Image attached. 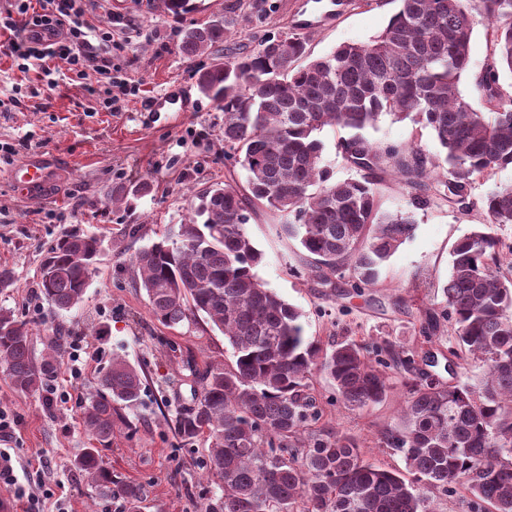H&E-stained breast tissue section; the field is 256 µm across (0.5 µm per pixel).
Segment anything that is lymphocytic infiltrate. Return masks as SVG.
<instances>
[{"label":"lymphocytic infiltrate","instance_id":"f902f5d3","mask_svg":"<svg viewBox=\"0 0 512 512\" xmlns=\"http://www.w3.org/2000/svg\"><path fill=\"white\" fill-rule=\"evenodd\" d=\"M94 0H10L0 10V44L21 73L51 80L56 59L84 75L93 68L112 72V25H90L85 15Z\"/></svg>","mask_w":512,"mask_h":512}]
</instances>
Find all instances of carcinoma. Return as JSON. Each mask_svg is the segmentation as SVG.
<instances>
[{"instance_id": "carcinoma-1", "label": "carcinoma", "mask_w": 512, "mask_h": 512, "mask_svg": "<svg viewBox=\"0 0 512 512\" xmlns=\"http://www.w3.org/2000/svg\"><path fill=\"white\" fill-rule=\"evenodd\" d=\"M181 17L193 0H161ZM385 29L367 43H346L311 57L309 38L281 31L257 48L198 70V88L224 112V184L191 201L185 223L132 256L137 283L152 314L174 329L202 317L232 349L229 365L187 369L198 385L175 430L190 444L208 442L206 474L221 482L205 512H431L437 495L463 488L471 512L482 504L512 512V279L501 275L503 245L490 231L512 224V185L484 199L487 221L457 241L442 288L444 306L424 314L423 343L433 346L451 326L455 365L486 366L476 384L445 383L425 371L430 351L389 339L345 336L327 348L304 335L301 313L265 287L256 268L263 254L247 224L266 214L309 259L307 277L321 288L351 283L360 295L412 237V216L382 207L380 188L394 178L416 208L463 204L476 181L512 164V94L500 83L512 72V0H400ZM243 0L224 4V17L192 23L178 51L193 62L245 29ZM489 20L491 52L475 76L483 105L460 91L469 72L475 18ZM383 115L429 130L440 152L416 144L374 142L363 131ZM349 132L338 152L352 175L334 178L318 134ZM245 171V184L234 166ZM101 240L73 232L50 245L40 294L59 312L81 302L86 274ZM69 337L32 353L28 323L0 309V372L17 394L46 390ZM331 380L353 409L384 401L399 385L405 401L379 443L403 453L409 474L367 456L352 435L333 428L313 394V370ZM145 370L122 358L89 394L81 419L95 445L72 466L99 494L141 512L144 492L116 483L99 448L112 447L122 411L141 398Z\"/></svg>"}]
</instances>
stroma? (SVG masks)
Returning <instances> with one entry per match:
<instances>
[{
	"instance_id": "1",
	"label": "stroma",
	"mask_w": 512,
	"mask_h": 512,
	"mask_svg": "<svg viewBox=\"0 0 512 512\" xmlns=\"http://www.w3.org/2000/svg\"><path fill=\"white\" fill-rule=\"evenodd\" d=\"M251 23L234 35L237 51L252 50L268 34L294 26L305 0H246ZM205 11L177 20L164 13L160 0H96L86 18L99 23L121 17L112 30V76L92 73L77 78L66 61H57L56 86L35 73L17 71L0 54V95L14 84L26 85L20 105L0 112V141L16 144L14 156L0 161V267L14 273L13 288L0 292V308L29 322L33 350L42 353L58 331H66L76 356H64L51 390L24 396L0 374V411L15 417L11 434L0 439L9 455L15 485H0L6 512H119L116 500H100L93 487L72 469V460L88 447L79 411L89 389L113 356L145 368L141 401L125 409L126 425L116 426L111 447L101 449L105 468L115 480L135 482L145 491L142 512H204L219 494L216 484L201 477L205 439L183 444L174 430L178 411L192 402L191 378L182 366L193 358L231 363V348L221 332L204 319L170 329L153 316L145 291L136 283L131 256L182 224L192 196L223 183L224 114L197 87L195 70L210 56L189 63L177 44L182 28L223 14L224 0H204ZM398 0H370L348 5L333 20L310 33L312 56H322L345 42L375 39L398 10ZM137 87L122 97L119 109H102L90 88L108 82ZM183 86L195 109L177 124L145 121L138 106L168 84ZM378 142L419 141L430 152L439 146L429 131H417L410 120L382 116L367 129ZM52 158L57 180L47 198L22 199L14 192L11 172L34 153ZM512 185V165L473 184L462 205L413 210L415 231L386 263L375 287L347 299L325 296L304 273L296 241L281 234L263 215L248 224V233L263 254L257 272L267 288L302 313L308 339L329 345L345 336L391 339L407 347L422 341L423 312L440 307L455 243L484 223L483 198L497 185ZM122 185L129 195L113 203L112 189ZM136 228L129 237L128 228ZM97 234L101 251L82 303L55 312L39 290L46 246L71 232ZM402 389L386 401L363 410L332 408L334 425L358 438L368 455L402 472L400 452L378 445L379 432L393 423L404 404Z\"/></svg>"
}]
</instances>
